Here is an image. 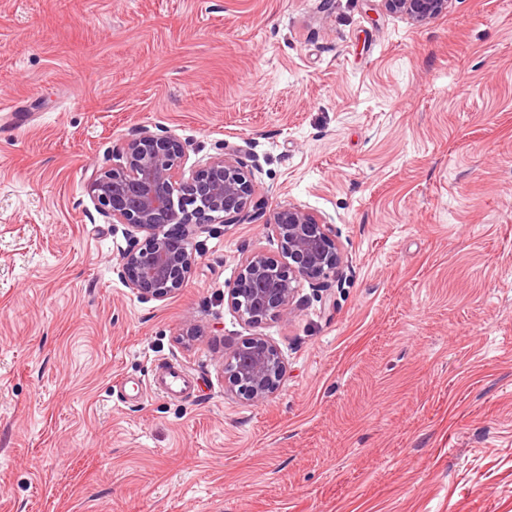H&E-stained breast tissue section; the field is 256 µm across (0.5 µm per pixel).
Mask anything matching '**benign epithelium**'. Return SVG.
<instances>
[{
  "label": "benign epithelium",
  "mask_w": 512,
  "mask_h": 512,
  "mask_svg": "<svg viewBox=\"0 0 512 512\" xmlns=\"http://www.w3.org/2000/svg\"><path fill=\"white\" fill-rule=\"evenodd\" d=\"M386 12L421 24L447 10L448 0H381ZM242 148L224 144L187 177L185 148L171 134L142 129L119 149L120 162L95 170L90 192L99 213L127 226L130 245L115 272L143 298H166L187 282L195 261L190 240L204 224H239L249 217L254 175ZM269 226L282 256L262 251L242 258L227 288V304L241 321L259 327L288 320L304 281L323 283L343 264L327 218L294 204L278 206ZM227 391L261 402L279 386L286 363L275 344L255 336L224 356Z\"/></svg>",
  "instance_id": "benign-epithelium-1"
}]
</instances>
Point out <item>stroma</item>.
<instances>
[{
	"mask_svg": "<svg viewBox=\"0 0 512 512\" xmlns=\"http://www.w3.org/2000/svg\"><path fill=\"white\" fill-rule=\"evenodd\" d=\"M0 512H512V0H0ZM242 146L254 215L144 299L89 192L139 128ZM344 254L289 320L224 293L277 205ZM287 372L227 393L253 336ZM189 371L169 399L159 363ZM386 12L421 24L447 10V0H381Z\"/></svg>",
	"mask_w": 512,
	"mask_h": 512,
	"instance_id": "obj_1",
	"label": "stroma"
}]
</instances>
